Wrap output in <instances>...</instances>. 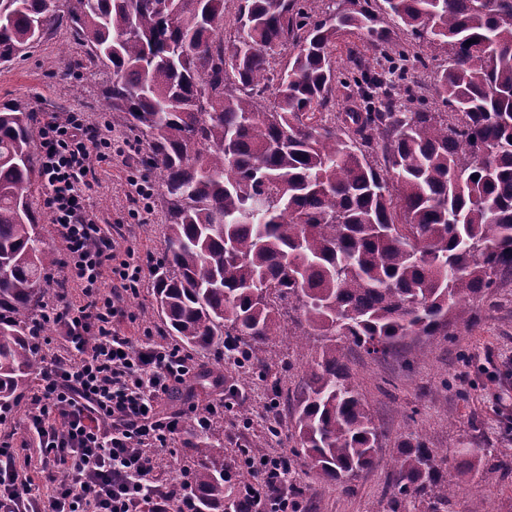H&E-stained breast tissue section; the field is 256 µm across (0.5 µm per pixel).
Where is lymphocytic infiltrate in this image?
I'll return each mask as SVG.
<instances>
[{
    "instance_id": "obj_1",
    "label": "lymphocytic infiltrate",
    "mask_w": 512,
    "mask_h": 512,
    "mask_svg": "<svg viewBox=\"0 0 512 512\" xmlns=\"http://www.w3.org/2000/svg\"><path fill=\"white\" fill-rule=\"evenodd\" d=\"M44 205L63 244L57 300L44 315L66 343L44 361L26 430L38 448L20 455L0 437V512H194L184 489L153 480L180 416L161 411L173 386L196 371L191 355L121 333L126 296L137 294L143 268L134 249L117 253L86 203L101 164L131 151L87 125L81 113H49L39 129ZM86 300L67 299L69 285ZM260 479L244 483L241 512H288L282 458L253 462ZM68 471L69 481L58 480Z\"/></svg>"
}]
</instances>
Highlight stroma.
Segmentation results:
<instances>
[{
	"instance_id": "1",
	"label": "stroma",
	"mask_w": 512,
	"mask_h": 512,
	"mask_svg": "<svg viewBox=\"0 0 512 512\" xmlns=\"http://www.w3.org/2000/svg\"><path fill=\"white\" fill-rule=\"evenodd\" d=\"M66 51L71 63L61 75L54 61ZM105 70L86 65V48L75 41L68 25L50 30L26 55L0 67V105L27 107L36 115L84 112L88 122L109 135H124L112 120L102 95ZM132 159L116 160L98 171L88 203L103 223L121 227L117 250L134 248L144 268L160 258L163 235L159 209L132 217L136 203L130 193ZM151 279L137 295L126 298L121 331L157 343L162 324L153 312ZM299 350L274 336L262 347L260 361L224 364V374L194 383L192 397L164 403L165 412L181 415V429L170 442L158 468L157 482L176 485L193 459L182 442L196 424L201 402L219 401L227 389L249 410L224 409V467L237 481L255 478L243 463L244 454L281 456L290 460L295 484L287 488L298 512H391L392 474L386 465L404 447L422 440L432 448L440 476L457 488L448 512H512V477L485 483L481 472L495 463L512 467V278L500 280L471 303L470 322L450 326L447 335L406 340L385 357L344 345L355 381L379 429L378 462L343 490L319 474L305 459L295 457L294 420L286 397L300 385L307 362L324 339L311 336Z\"/></svg>"
}]
</instances>
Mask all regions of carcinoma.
<instances>
[{"mask_svg": "<svg viewBox=\"0 0 512 512\" xmlns=\"http://www.w3.org/2000/svg\"><path fill=\"white\" fill-rule=\"evenodd\" d=\"M64 20L89 64L112 71V117L147 144L136 169L159 189L152 274L165 335L221 375L226 351L258 358L279 303L299 311L326 343L296 399L294 452L348 485L375 463L379 435L336 337L376 356L387 350L375 340L446 336L512 276V0H0V65ZM345 35L396 56L398 80L353 47L351 79H337ZM431 68L443 112L419 79ZM350 80L356 94L329 113ZM38 133L26 107H0L5 410L42 369L40 283L61 264L38 231ZM184 447L195 512H224V418L191 429ZM389 466L392 504L448 506L422 442Z\"/></svg>", "mask_w": 512, "mask_h": 512, "instance_id": "1", "label": "carcinoma"}]
</instances>
